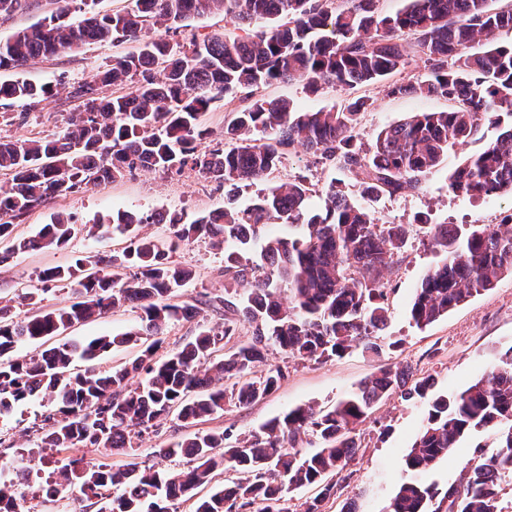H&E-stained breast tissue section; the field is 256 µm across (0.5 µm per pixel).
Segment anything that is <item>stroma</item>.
I'll list each match as a JSON object with an SVG mask.
<instances>
[{
	"instance_id": "obj_1",
	"label": "stroma",
	"mask_w": 512,
	"mask_h": 512,
	"mask_svg": "<svg viewBox=\"0 0 512 512\" xmlns=\"http://www.w3.org/2000/svg\"><path fill=\"white\" fill-rule=\"evenodd\" d=\"M23 8L14 15H0V41L8 40L18 29L36 23L51 13L64 10L70 18H78L73 0H22ZM255 25L225 19L223 13L209 14L190 21L188 26L170 29V43L186 44L220 34L230 38L254 34ZM136 42H102L74 47L47 58H38L21 70L1 72L0 82L26 79L53 87L51 98L23 105L0 101V140L51 138L66 129L68 119L79 102L71 92L114 57L135 51ZM268 98L290 101L298 110H328L357 96H367L372 106L360 119L359 140L363 150H371L378 132L417 112H439L449 108L446 99L428 95L388 93L387 82L356 88L325 84L309 91L299 80L276 82L263 88ZM497 126L484 127L476 140L465 147L450 149L443 163L428 175L418 190L389 198L370 201L369 207L384 224L469 225L497 224L512 213V196L471 200L452 194L448 189V173L465 155L474 154L496 138ZM281 177H306L312 191V211H322L329 186L344 190L354 202L362 197L360 171H339L313 165L303 149L287 154L280 170ZM224 207V191L208 182L196 171L181 173L138 172L116 181H107L71 195L56 198L33 209L19 221L14 233L21 238L33 236L41 225L50 223L55 214L72 216L79 232L63 249L47 248L22 253L0 266V300L16 298L25 290L37 289L38 305L49 309L68 302L70 290L52 286L38 290L37 274L45 267L67 265L89 252L111 254L122 246L120 239L109 235L87 236L82 225H92L102 217L118 211L177 212L184 219L218 211ZM442 258L441 252L412 235L393 267L384 274L391 291L388 297L389 318L380 334L379 353L362 348L351 349L343 358L316 363L284 359L273 353L269 362L286 367L280 387L264 400L241 407H230L197 423L186 425L176 417L162 420L156 430L143 434L137 442L136 458L141 466L178 467L179 458L162 459L156 448L192 436L196 431L232 429L234 434L259 431L262 425L289 409L310 405L326 409L344 398L361 381L371 376L379 365L411 367L420 377L435 380L439 393H456L487 374L500 354L512 346V278L500 281L494 288L449 311L425 329H417L410 321V304L427 270ZM175 261L191 268L192 281L182 288L179 298L194 302L200 294H223L234 288V281L224 275V252L203 242L183 245L174 255ZM141 311L128 305L109 311L96 321L70 329L74 338H91L116 334L136 326ZM427 411L423 401L406 402L399 395L384 400L360 425V448L352 465V475L326 505L328 512H341L343 507L355 512H387L397 485L406 477L401 459L411 447ZM47 413L40 399L34 398L0 418V458L10 459L17 453L36 448L39 435L34 424ZM492 432H479L464 438L458 448L429 470L418 473V480L435 486L439 492L458 484L464 463L476 445L492 447Z\"/></svg>"
}]
</instances>
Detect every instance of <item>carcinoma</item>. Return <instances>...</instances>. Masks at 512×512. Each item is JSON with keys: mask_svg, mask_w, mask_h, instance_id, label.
I'll list each match as a JSON object with an SVG mask.
<instances>
[{"mask_svg": "<svg viewBox=\"0 0 512 512\" xmlns=\"http://www.w3.org/2000/svg\"><path fill=\"white\" fill-rule=\"evenodd\" d=\"M84 18L78 24L52 14L0 42V71L72 46L124 39L137 51L112 59L78 85L72 96L81 107L64 133L44 139L0 141V242L9 248L0 263L18 253L48 246L61 248L75 224L57 216L40 232L12 239L15 221L47 199L66 197L137 170L197 171L224 188V210L190 222L176 214L118 212L92 225L122 239L110 255L89 252L68 266L39 273L46 286L70 287L74 299L21 317L0 305V416L39 397L49 413L38 426L40 450L65 451L79 445L110 448L127 455L134 440L170 414L187 424L259 402L285 378L279 366L257 376L269 352L302 361L327 362L362 345L378 351L376 336L387 324V291L382 283L410 234L408 224H380L375 213L352 203L330 186L324 210L311 213L309 187L302 178L278 180L256 191L242 208L231 194L247 189L280 169L284 156L300 147L314 163L364 174L367 197H396L420 187L449 149L466 146L486 125L512 117V9L497 10L489 0H407L393 15L380 0H135V7L112 14L92 10L95 0H77ZM222 12L240 22L289 21L247 39L213 36L190 41L188 49L163 37L141 34ZM416 51L428 75L416 82L393 83L392 94H428L451 102L442 112L415 113L383 128L372 153L356 145L361 115L370 99L356 97L339 108L301 112L290 102L258 97L231 112L224 122V145L201 149L210 132L200 122L217 96L243 87L259 90L277 81L302 79L311 88L326 82L354 88L401 71ZM160 68L163 77L152 75ZM113 86L101 96L99 86ZM53 95V88L28 80L0 83V97L31 104ZM458 196L480 199L512 196V124L480 152L464 157L448 177ZM167 224L166 239L143 235L139 224ZM297 228L288 238L270 237L266 227ZM443 258L423 276L410 318L425 328L470 298L512 277V214L502 224L466 227L421 224ZM207 241L224 248V274L246 285L243 292L203 295L176 302L192 273L173 254L185 242ZM128 304L143 312L138 326L89 340H62L75 325ZM224 309L252 326L250 338L222 356L216 345L236 327L198 328L179 348L159 357L164 330L172 322L197 317L200 307ZM157 340L130 363L101 373L77 370L114 348ZM23 343L36 352L15 358ZM146 374L136 386L129 380ZM429 376L409 381V369L381 366L348 397L327 410L298 406L264 424L250 436L229 430L198 432L155 450L161 458L180 457L176 471L94 465L67 458L57 477L43 487L48 497L77 487L87 499L104 500L100 512H170L167 503L195 499L194 512H288L282 503L302 488L318 493L301 503V512H324V503L347 481L357 454V428L374 409L397 393L425 399L427 415L403 458L405 471L419 473L449 457L471 432L493 430L494 449L481 447L462 468L438 507L433 486L415 478L397 488L389 512H505L501 491L512 485V347L496 366L463 391L433 395ZM315 438L312 453L299 441ZM221 469L224 486L208 495L198 489ZM0 512H21L12 486L0 482Z\"/></svg>", "mask_w": 512, "mask_h": 512, "instance_id": "cac0c4a2", "label": "carcinoma"}]
</instances>
